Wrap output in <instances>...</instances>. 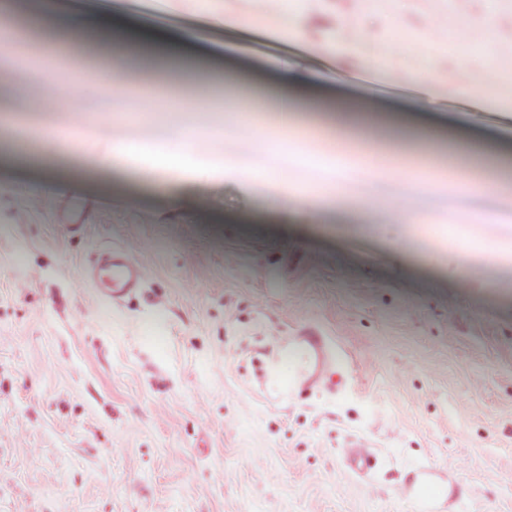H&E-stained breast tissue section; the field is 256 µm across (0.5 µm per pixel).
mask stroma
<instances>
[{"instance_id": "1", "label": "stroma", "mask_w": 512, "mask_h": 512, "mask_svg": "<svg viewBox=\"0 0 512 512\" xmlns=\"http://www.w3.org/2000/svg\"><path fill=\"white\" fill-rule=\"evenodd\" d=\"M263 0H228V24L194 0H95L94 10L147 31L198 28L229 46L238 67L272 76L274 60L324 68L326 87L365 98L385 117L357 148L370 173L358 197L388 210H301L280 223L283 186L302 188L298 157L281 150L277 116L263 118L257 149L222 110L224 76L185 71L181 84L142 91L134 69L113 73L82 55L88 80L121 82L144 103L133 121L101 127L104 99L55 97L13 77L32 103L25 127H79L100 151L190 132L211 136L209 159L181 182L156 185L158 156L132 153L99 172L78 154L24 174L0 160V512H426L411 479L431 475L433 512H512V109L421 99L420 74L465 55L488 60L512 9L488 0H407L380 11L369 0H309L303 38L289 45L236 24ZM361 30L355 51L328 42L341 21ZM472 22L458 43L461 22ZM415 41L387 72H367L390 31ZM407 84L381 95L384 85ZM197 94L208 108L155 110V98ZM486 143V165H463L459 146ZM257 165L280 179H249ZM434 180L413 196L399 173ZM470 177L481 193L453 195ZM76 200L92 213L72 229ZM418 212L401 224L395 207ZM492 215L467 244L470 214ZM142 242L148 270L123 303L82 281L100 252ZM312 326L338 363L336 389L273 404L259 384L278 337ZM364 439L372 471H353L345 443Z\"/></svg>"}]
</instances>
